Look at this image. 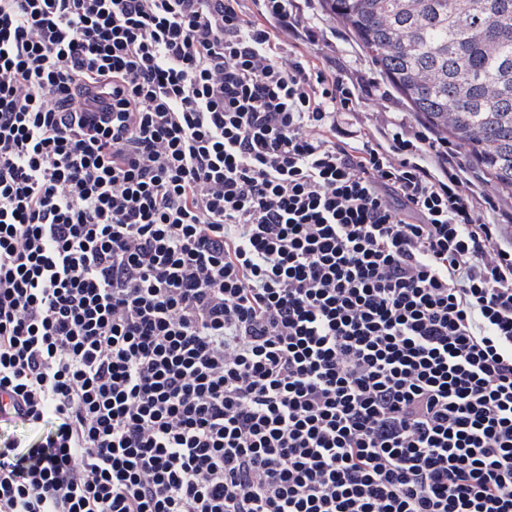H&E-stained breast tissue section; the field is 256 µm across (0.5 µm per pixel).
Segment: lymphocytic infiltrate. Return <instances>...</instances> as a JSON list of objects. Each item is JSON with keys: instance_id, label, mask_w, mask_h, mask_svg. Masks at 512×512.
<instances>
[{"instance_id": "1", "label": "lymphocytic infiltrate", "mask_w": 512, "mask_h": 512, "mask_svg": "<svg viewBox=\"0 0 512 512\" xmlns=\"http://www.w3.org/2000/svg\"><path fill=\"white\" fill-rule=\"evenodd\" d=\"M244 2L0 0V512H512V224Z\"/></svg>"}]
</instances>
